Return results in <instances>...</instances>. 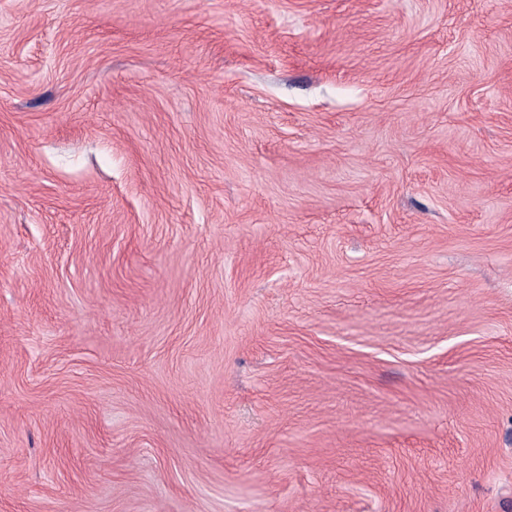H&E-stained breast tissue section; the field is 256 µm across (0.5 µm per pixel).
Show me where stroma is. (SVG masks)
I'll return each mask as SVG.
<instances>
[{
    "instance_id": "1",
    "label": "stroma",
    "mask_w": 512,
    "mask_h": 512,
    "mask_svg": "<svg viewBox=\"0 0 512 512\" xmlns=\"http://www.w3.org/2000/svg\"><path fill=\"white\" fill-rule=\"evenodd\" d=\"M0 512H512V0H0Z\"/></svg>"
}]
</instances>
